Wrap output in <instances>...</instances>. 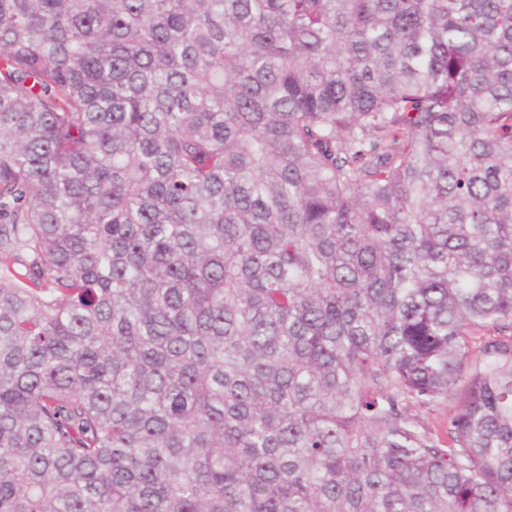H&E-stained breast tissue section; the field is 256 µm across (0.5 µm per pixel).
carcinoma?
I'll use <instances>...</instances> for the list:
<instances>
[{"label":"carcinoma","instance_id":"obj_1","mask_svg":"<svg viewBox=\"0 0 512 512\" xmlns=\"http://www.w3.org/2000/svg\"><path fill=\"white\" fill-rule=\"evenodd\" d=\"M0 512H512V0H0Z\"/></svg>","mask_w":512,"mask_h":512}]
</instances>
